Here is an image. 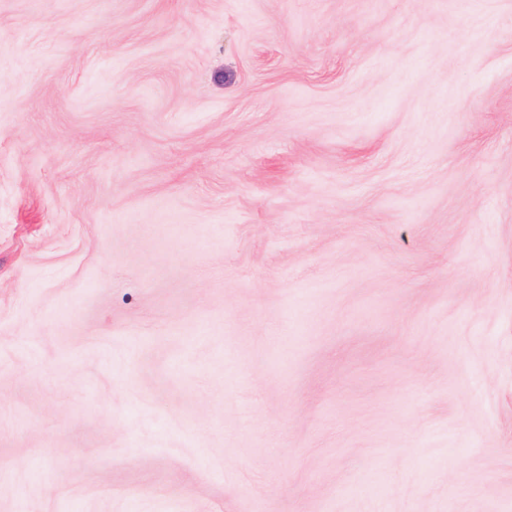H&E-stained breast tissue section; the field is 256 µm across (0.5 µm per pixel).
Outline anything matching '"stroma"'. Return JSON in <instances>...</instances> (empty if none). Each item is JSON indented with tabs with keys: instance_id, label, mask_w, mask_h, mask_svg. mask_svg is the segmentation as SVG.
<instances>
[{
	"instance_id": "1",
	"label": "stroma",
	"mask_w": 512,
	"mask_h": 512,
	"mask_svg": "<svg viewBox=\"0 0 512 512\" xmlns=\"http://www.w3.org/2000/svg\"><path fill=\"white\" fill-rule=\"evenodd\" d=\"M0 512H512V0H0Z\"/></svg>"
}]
</instances>
